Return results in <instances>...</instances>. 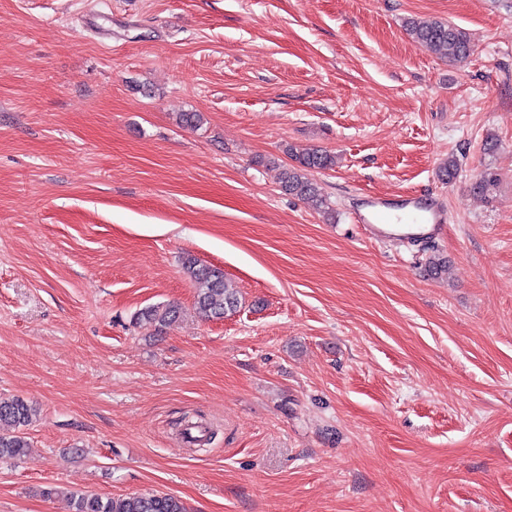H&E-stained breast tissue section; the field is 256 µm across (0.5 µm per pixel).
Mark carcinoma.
Listing matches in <instances>:
<instances>
[{
	"label": "carcinoma",
	"mask_w": 512,
	"mask_h": 512,
	"mask_svg": "<svg viewBox=\"0 0 512 512\" xmlns=\"http://www.w3.org/2000/svg\"><path fill=\"white\" fill-rule=\"evenodd\" d=\"M406 28L413 41L422 49L450 63L465 61L472 52V42L464 30L447 22L410 18ZM291 164L281 171L280 188L295 197L328 221L335 220L334 212L322 195L314 179V173L329 170L336 165V156L320 150L298 152L293 147L285 149ZM184 272L195 287V308L204 318L222 319L236 312L237 290L224 279V272L216 267L201 265L186 256L182 262ZM425 271L432 277H441L448 272V259L435 255L428 259ZM181 308L173 303L147 306L134 317L141 328L159 329L175 320ZM36 416L35 406L24 398H0V459L19 458L27 452L30 444L25 430ZM72 512H186L182 500L165 492L131 493L117 497H104L86 491L69 494Z\"/></svg>",
	"instance_id": "1"
}]
</instances>
